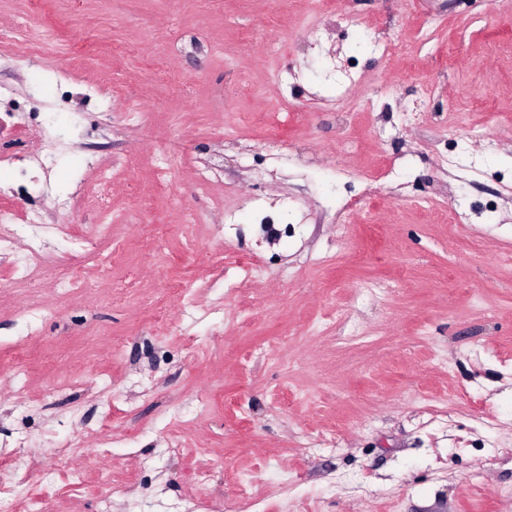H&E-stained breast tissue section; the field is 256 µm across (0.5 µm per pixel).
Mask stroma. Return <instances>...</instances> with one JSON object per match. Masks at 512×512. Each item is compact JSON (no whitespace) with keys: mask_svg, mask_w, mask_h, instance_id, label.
<instances>
[{"mask_svg":"<svg viewBox=\"0 0 512 512\" xmlns=\"http://www.w3.org/2000/svg\"><path fill=\"white\" fill-rule=\"evenodd\" d=\"M345 11L363 28L345 30ZM29 12L69 51L59 71L0 59L16 90L0 108L38 107L62 134L29 200L93 196L85 173L103 159L112 222L97 258L54 242L41 318L0 294V375L28 396L0 388V484L24 483L43 512H101L104 498L111 512H233L238 472L257 470L250 512H512V0H0V41ZM160 45L188 98L157 89ZM165 146L185 159L172 182L154 177ZM216 153L210 186L180 201ZM382 175L390 199L337 233ZM259 198L297 201L301 236L257 250ZM186 203L210 233L189 238ZM253 255L261 275L237 294L224 269ZM78 267L89 288L62 294Z\"/></svg>","mask_w":512,"mask_h":512,"instance_id":"1","label":"stroma"}]
</instances>
